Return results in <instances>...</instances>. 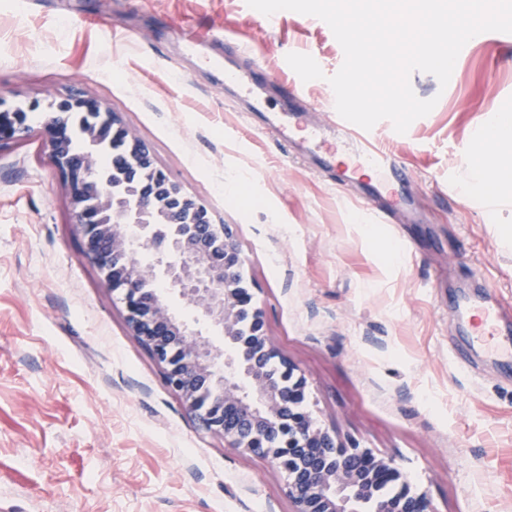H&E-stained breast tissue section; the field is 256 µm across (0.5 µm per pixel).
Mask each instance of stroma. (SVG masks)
Listing matches in <instances>:
<instances>
[{
  "instance_id": "35a3bbf8",
  "label": "stroma",
  "mask_w": 512,
  "mask_h": 512,
  "mask_svg": "<svg viewBox=\"0 0 512 512\" xmlns=\"http://www.w3.org/2000/svg\"><path fill=\"white\" fill-rule=\"evenodd\" d=\"M277 24L245 0H0V96L70 90L108 105L172 180L233 225L243 275L275 352L307 380V405L343 443L392 460L431 512H512V361L469 344L468 302L492 300L512 335V168L493 170L503 205L463 185L458 149L490 112L512 113V34L474 38L447 86L413 73L432 112L406 134L373 135L402 179L363 173L334 140L317 159L288 146L328 125V76L344 53L322 20ZM214 34L186 51L185 29ZM242 54H227L225 39ZM303 83L288 140L250 124L214 60H255ZM380 185L418 224H369L360 194ZM279 469L225 447L167 389L118 292L82 254L70 189L40 123L0 148V512H293Z\"/></svg>"
}]
</instances>
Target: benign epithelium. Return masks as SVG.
I'll use <instances>...</instances> for the list:
<instances>
[{
  "instance_id": "7a95c632",
  "label": "benign epithelium",
  "mask_w": 512,
  "mask_h": 512,
  "mask_svg": "<svg viewBox=\"0 0 512 512\" xmlns=\"http://www.w3.org/2000/svg\"><path fill=\"white\" fill-rule=\"evenodd\" d=\"M42 112L54 165L71 191L83 255L122 292L133 336L161 366L165 385L203 428L224 444L266 459L286 478L294 512H431L392 461L357 443L345 445L319 427L306 401V380L284 358L271 375L274 349L262 311L241 284L244 257L234 229L172 181L151 150L101 102L80 94L43 105L0 99V143L25 137V112ZM97 115L85 127L86 147L69 151L71 117ZM121 143L109 171L98 156ZM149 251L152 260L141 262ZM160 282L219 327L226 355L170 311Z\"/></svg>"
}]
</instances>
